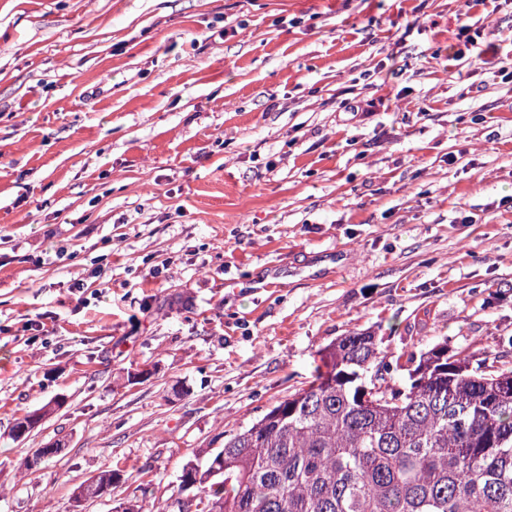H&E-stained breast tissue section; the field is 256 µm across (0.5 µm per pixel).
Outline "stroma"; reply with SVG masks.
<instances>
[{"mask_svg":"<svg viewBox=\"0 0 512 512\" xmlns=\"http://www.w3.org/2000/svg\"><path fill=\"white\" fill-rule=\"evenodd\" d=\"M481 16L0 0V512L166 506L197 449L352 331L506 350L512 0L494 49L463 54ZM108 466L111 495L75 504Z\"/></svg>","mask_w":512,"mask_h":512,"instance_id":"1","label":"stroma"}]
</instances>
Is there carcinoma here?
I'll list each match as a JSON object with an SVG mask.
<instances>
[{"label":"carcinoma","mask_w":512,"mask_h":512,"mask_svg":"<svg viewBox=\"0 0 512 512\" xmlns=\"http://www.w3.org/2000/svg\"><path fill=\"white\" fill-rule=\"evenodd\" d=\"M317 354L306 385L183 465L196 512H512V366L355 331Z\"/></svg>","instance_id":"carcinoma-1"}]
</instances>
